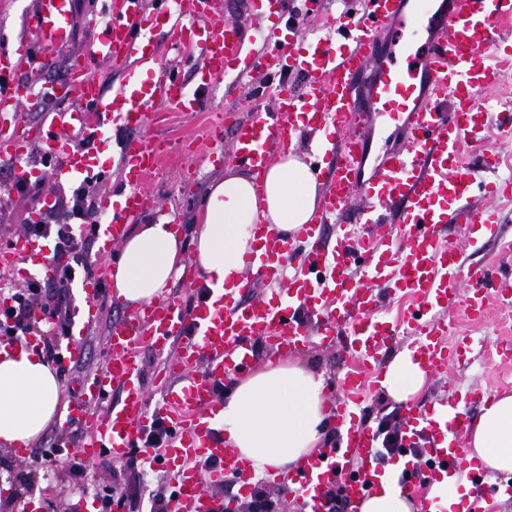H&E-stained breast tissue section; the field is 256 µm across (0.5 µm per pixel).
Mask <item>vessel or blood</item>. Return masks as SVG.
I'll return each instance as SVG.
<instances>
[{
    "mask_svg": "<svg viewBox=\"0 0 512 512\" xmlns=\"http://www.w3.org/2000/svg\"><path fill=\"white\" fill-rule=\"evenodd\" d=\"M306 11L323 14L322 0H305ZM408 0H361L349 19L324 16L330 38L316 39L300 53L301 29L291 26L283 37L281 19H274L261 41L246 40L241 26L220 24L209 15V0H188L174 11L169 0H157L145 13L142 0H104L106 20L89 54L121 68L124 82L104 91L88 70L47 88L48 97H75L79 105L67 112L52 109L41 115L35 134H17L0 127V155L17 162V176L39 178L29 165L32 152L52 165L57 184H74L119 171L122 184L106 194L107 214L98 225L97 255L110 260L129 224L151 210L153 181L161 146L154 141L126 140L122 134L151 125L153 103L167 99L185 112L200 111L202 95L238 65V78L257 88L260 78L283 70L300 71L302 90L280 86L254 105L247 120L225 114L232 131V153L255 175L295 147L305 131L328 130L313 161L324 195L303 231L284 237L274 225L255 222V245L244 256L247 276L241 287L207 289L194 308L172 294L132 310L108 328L104 363L81 386L63 417L60 429H80L89 440L78 453L84 461L101 456L125 461L155 416H162L173 435L158 451V461L176 473L170 512H231L232 503L210 495V488L236 476L243 494L254 488L247 462L228 448L219 429L221 401L216 389L225 378L247 371L252 347L261 342L274 357L317 345L342 349L350 359L338 383L340 396L327 416L338 434V450L308 457L297 468L271 474V485L301 490L313 512H324L328 488L343 482L351 512L389 475L377 455L376 431L363 417L361 405L382 389L383 357L397 329H404L410 351L427 376L447 373V313L464 305L469 319L483 320L487 296L512 308V276H491L480 265H465L458 247L442 231L453 224L471 229L494 224L498 213L477 207L474 195L504 192L494 179L490 160L462 164L464 152H480L489 131V111L480 96L503 88L512 73V56L501 46L512 36V0H420L407 11ZM70 0H40L31 22L44 47L70 43ZM168 29L186 59L202 51L196 91L179 77L160 71L144 76L154 57L147 51L146 32ZM409 27L423 28L424 41L393 49L388 39ZM10 52L0 51V112L16 111L34 95L15 80ZM393 122L402 134L400 146L383 152L370 176L362 170L368 157L369 134L376 117ZM120 138L111 164L97 150L106 126ZM341 230L334 244L322 237L324 225ZM49 247L44 240L17 235L0 252V270H13L18 259L45 267ZM283 283L281 291L243 304L257 282ZM85 305L74 327L84 329L100 313L99 279L80 283ZM408 295L411 309L398 323L381 316L379 305L389 296ZM164 359L161 407L152 411L145 389L143 348ZM206 370L194 375L198 363ZM120 385L122 397L104 412L96 405ZM488 391L454 390L448 403L427 409L404 407L411 434H427V462H407L398 476L410 492L415 512H432L435 488H452L463 479H485L482 464L461 442L468 411L488 402ZM512 498V484L495 487L493 496L469 501L466 512H495L494 497Z\"/></svg>",
    "mask_w": 512,
    "mask_h": 512,
    "instance_id": "vessel-or-blood-1",
    "label": "vessel or blood"
}]
</instances>
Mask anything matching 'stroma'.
Masks as SVG:
<instances>
[{
    "mask_svg": "<svg viewBox=\"0 0 512 512\" xmlns=\"http://www.w3.org/2000/svg\"><path fill=\"white\" fill-rule=\"evenodd\" d=\"M102 0H73V34L70 45L57 54H41L39 63L24 62L16 71L17 81L36 86L63 81L74 63L86 65L101 82L111 88L123 78L120 71L88 54L93 40L91 23L100 19ZM217 22L233 21L241 25L247 35L260 36L268 25L267 13L260 4L243 8L242 0H217ZM251 100L244 85L227 79L204 95V109L190 116L174 111L167 101H156V111L164 113L163 124L133 131V138L144 136L167 140L169 154L160 161L156 180L155 200L177 223L185 236H192L200 227V215L205 205L209 186L228 174L244 173L246 167L230 158L231 142L222 138L212 142L206 137V127L225 107L248 109ZM14 166L0 157V248L22 231V220L27 204L12 187ZM501 221L497 224L475 226L471 235H463L456 225H448L444 236L457 244L465 262L479 263L492 269H512V199L497 198L494 202ZM128 306L113 302L105 308L99 321L93 323L79 340L84 351L81 363L68 365L60 381L63 389L78 384L101 367L106 356L107 329L113 320L126 317ZM466 338L465 349L459 360L448 368L447 378H427L415 401L421 405L435 404L447 398L452 386L497 388L505 378H512V363L496 358L495 349L504 339L512 338V318H506L497 304H489L485 319L478 324L466 320L462 308L450 313ZM306 368L321 373L327 395H335L336 382L345 366L346 358L333 349L308 347L295 356ZM59 434L57 424H50L43 435L32 443L26 458H17L13 449L0 446V512H23L29 503H38L37 512H87L98 487L111 486L117 495L132 499L138 490V478L124 464L106 468L100 462L87 464L84 484H76L67 464L49 466L40 455L42 447Z\"/></svg>",
    "mask_w": 512,
    "mask_h": 512,
    "instance_id": "obj_1",
    "label": "stroma"
}]
</instances>
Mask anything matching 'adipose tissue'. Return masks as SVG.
Returning <instances> with one entry per match:
<instances>
[{
  "label": "adipose tissue",
  "instance_id": "obj_1",
  "mask_svg": "<svg viewBox=\"0 0 512 512\" xmlns=\"http://www.w3.org/2000/svg\"><path fill=\"white\" fill-rule=\"evenodd\" d=\"M321 193L310 165L291 152L268 169L263 184L238 174L212 183L194 238L193 260L201 280L212 288L240 287L256 218L284 235L295 234L314 215ZM183 271L182 236L171 217H159L125 235L111 268L114 295L134 306L154 301L169 292ZM425 381L405 350L388 365L383 385L402 403L417 395ZM324 386L322 374L292 360L231 378L220 413L225 444L259 474L295 466L321 444L327 424ZM62 400V386L43 356L22 345L0 354V444L37 440ZM468 446L489 470L512 474V394L482 406L468 432Z\"/></svg>",
  "mask_w": 512,
  "mask_h": 512
}]
</instances>
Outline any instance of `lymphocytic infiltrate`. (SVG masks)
Wrapping results in <instances>:
<instances>
[{"label":"lymphocytic infiltrate","instance_id":"obj_1","mask_svg":"<svg viewBox=\"0 0 512 512\" xmlns=\"http://www.w3.org/2000/svg\"><path fill=\"white\" fill-rule=\"evenodd\" d=\"M60 222L26 223L24 234L52 241V273L25 279L21 290L10 292V304L0 313V339L15 341L34 332L37 312L50 318L46 330L38 332L39 341L49 361L59 359L58 339L72 331V298L70 288L76 277H93L97 271L90 262V247L95 241L99 203L87 184H79L69 199L59 200L52 208Z\"/></svg>","mask_w":512,"mask_h":512}]
</instances>
